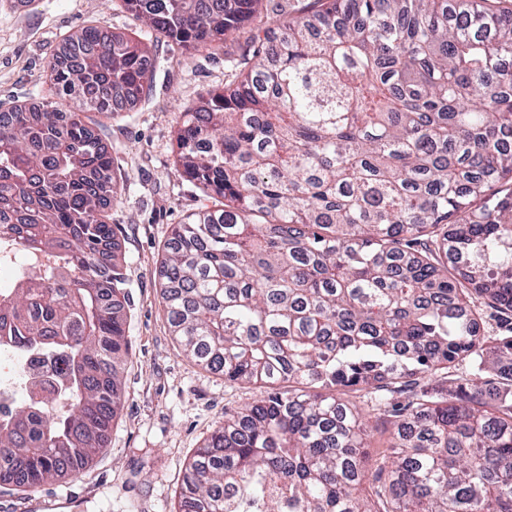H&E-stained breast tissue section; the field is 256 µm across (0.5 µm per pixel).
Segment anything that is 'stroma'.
I'll return each mask as SVG.
<instances>
[{
	"instance_id": "obj_1",
	"label": "stroma",
	"mask_w": 512,
	"mask_h": 512,
	"mask_svg": "<svg viewBox=\"0 0 512 512\" xmlns=\"http://www.w3.org/2000/svg\"><path fill=\"white\" fill-rule=\"evenodd\" d=\"M143 40L154 51L152 92L133 109L85 119L112 154L122 196L106 210L125 263L128 354L122 398L107 443L76 476L31 492L0 486V512H178L185 469L224 421L260 397L256 385L226 383L186 358L167 319L158 267L173 225L205 203L202 185L183 177L173 144L181 112L208 89L230 83L249 32L204 51L157 37L120 0H0V110L41 98L62 39L89 21ZM343 398L362 408L370 432L368 466L389 453L390 420L369 410L364 392Z\"/></svg>"
}]
</instances>
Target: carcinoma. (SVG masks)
Masks as SVG:
<instances>
[{
	"mask_svg": "<svg viewBox=\"0 0 512 512\" xmlns=\"http://www.w3.org/2000/svg\"><path fill=\"white\" fill-rule=\"evenodd\" d=\"M261 2L122 0L194 51ZM316 3L266 17L240 79L180 116L176 163L214 202L173 226L161 298L186 356L264 394L196 449L179 512H512V335L477 328L479 304L512 315V8ZM150 66L146 43L95 22L50 65L69 110L0 111V238L48 261L0 300V349L51 363L59 388L0 418L1 485L80 473L118 414L125 280L104 209L122 188L83 114L138 105ZM459 362L448 397L392 401ZM346 389L392 418L373 469Z\"/></svg>",
	"mask_w": 512,
	"mask_h": 512,
	"instance_id": "cac0c4a2",
	"label": "carcinoma"
}]
</instances>
